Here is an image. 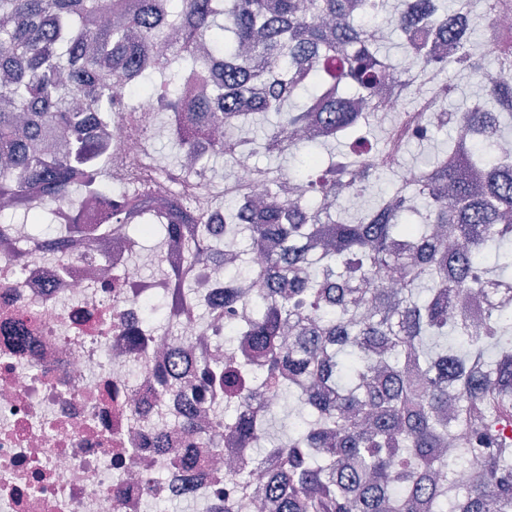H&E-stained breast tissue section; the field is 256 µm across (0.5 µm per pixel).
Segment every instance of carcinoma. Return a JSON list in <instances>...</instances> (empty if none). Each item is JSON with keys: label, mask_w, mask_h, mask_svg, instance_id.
<instances>
[{"label": "carcinoma", "mask_w": 512, "mask_h": 512, "mask_svg": "<svg viewBox=\"0 0 512 512\" xmlns=\"http://www.w3.org/2000/svg\"><path fill=\"white\" fill-rule=\"evenodd\" d=\"M368 0H0V196L38 191L57 205H93L84 194L98 177L89 129H112V114L132 102L117 88L157 73L144 85L162 112H183L184 83L201 81L194 110L179 136L182 155L216 127L213 155L231 164L261 149L297 150L296 133L323 125L310 148L347 140L349 150L309 154L296 175L309 200L276 191L277 177L261 169L270 200L251 204L252 186L224 192V218L240 223L250 241L281 239L270 260L265 307L245 327L251 350L263 359L271 385L304 398L306 417L270 448L271 475L256 489L268 512H512V311L490 313L472 331L458 317L464 300L486 279L512 286V162L496 160L498 130L462 158L457 139L448 153L421 168L406 187L401 223H391L388 197L345 219L340 204L362 195V180H395L403 147L433 127L478 128L484 116L500 126L512 116V30L491 29L494 70L471 52L475 22L469 0L452 14L438 0H400L390 23L435 26L448 57L482 86L474 107L448 110L455 89L443 66L432 88L435 117L396 113L384 150L385 173L368 134L378 119L379 89L392 84L402 100L414 86L381 53L363 19ZM512 10V0H483V17ZM305 64L310 79L288 78V65ZM224 83L207 79L211 67ZM274 76L266 95L246 97L262 73ZM232 96L222 112L210 101ZM281 121L263 138L252 135L256 116ZM28 173L26 184L12 178ZM174 224L200 225L199 252L209 248L205 218L163 203ZM136 205L97 211L96 224H122ZM470 248L450 249L441 227ZM492 251L495 266L482 262ZM304 264L311 277L299 287ZM376 284L349 288L354 276ZM203 386L217 381L238 390L231 368L202 365ZM231 434L248 446L267 436L268 422L244 415ZM464 453L483 458L465 480L443 491L444 448L458 430Z\"/></svg>", "instance_id": "obj_1"}]
</instances>
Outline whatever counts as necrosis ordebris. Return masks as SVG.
<instances>
[{
    "mask_svg": "<svg viewBox=\"0 0 512 512\" xmlns=\"http://www.w3.org/2000/svg\"><path fill=\"white\" fill-rule=\"evenodd\" d=\"M153 98L115 114L101 162L112 184L99 208L124 199H184L203 214L223 258L190 262L195 224H174L150 206L135 215L153 239L115 224L96 233L68 207L56 233L34 236L0 224V512H146L147 503L190 504L198 512H264L253 491L267 471L251 448L229 443L240 411L264 418L265 374L253 367L245 400L214 393L190 430L200 364L238 358L252 302L225 308L224 294L265 286L279 244L244 248L212 211L215 185L201 169L160 167L147 143ZM167 299L164 325L149 305Z\"/></svg>",
    "mask_w": 512,
    "mask_h": 512,
    "instance_id": "4bbe7bcc",
    "label": "necrosis or debris"
}]
</instances>
